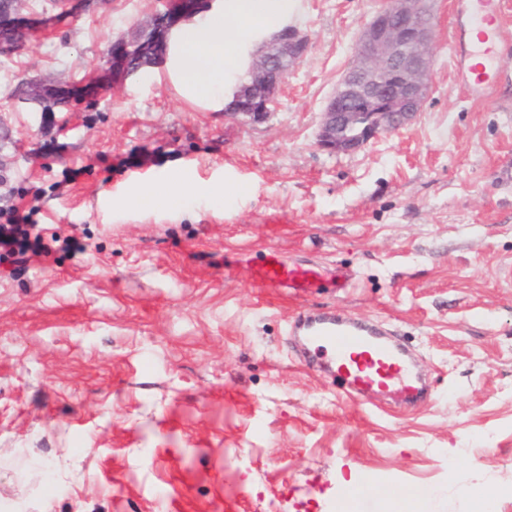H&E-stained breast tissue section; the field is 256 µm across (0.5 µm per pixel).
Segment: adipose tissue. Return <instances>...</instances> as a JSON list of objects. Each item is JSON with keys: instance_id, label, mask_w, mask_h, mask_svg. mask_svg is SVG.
Segmentation results:
<instances>
[{"instance_id": "obj_1", "label": "adipose tissue", "mask_w": 512, "mask_h": 512, "mask_svg": "<svg viewBox=\"0 0 512 512\" xmlns=\"http://www.w3.org/2000/svg\"><path fill=\"white\" fill-rule=\"evenodd\" d=\"M298 0H217L204 17L175 27L165 67L189 99L219 108L233 98L230 80L243 68V49L295 13Z\"/></svg>"}]
</instances>
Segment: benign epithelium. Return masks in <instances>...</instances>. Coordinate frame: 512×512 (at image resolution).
I'll list each match as a JSON object with an SVG mask.
<instances>
[{
  "label": "benign epithelium",
  "mask_w": 512,
  "mask_h": 512,
  "mask_svg": "<svg viewBox=\"0 0 512 512\" xmlns=\"http://www.w3.org/2000/svg\"><path fill=\"white\" fill-rule=\"evenodd\" d=\"M175 21L142 30L131 40H119L110 62L133 72L164 48ZM432 26L426 0H387L364 27L352 66L337 84L322 112L318 146L330 153L354 154L373 138L410 123L429 89L432 67ZM309 40L285 27L253 58L250 80L228 106L235 119L255 124L275 107L280 85L305 56Z\"/></svg>",
  "instance_id": "obj_1"
}]
</instances>
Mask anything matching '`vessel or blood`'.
<instances>
[{
  "label": "vessel or blood",
  "instance_id": "vessel-or-blood-1",
  "mask_svg": "<svg viewBox=\"0 0 512 512\" xmlns=\"http://www.w3.org/2000/svg\"><path fill=\"white\" fill-rule=\"evenodd\" d=\"M506 5L507 0H458L457 12L467 25L455 33L452 64L476 101L490 98L498 87L504 60L497 46ZM314 276V269L289 264L276 251L250 270L251 281L274 295H305L314 286ZM298 330L306 345L323 356L326 369L347 395L364 403L380 396L405 403L423 400L426 385L420 368L377 328L326 312L300 315Z\"/></svg>",
  "mask_w": 512,
  "mask_h": 512
}]
</instances>
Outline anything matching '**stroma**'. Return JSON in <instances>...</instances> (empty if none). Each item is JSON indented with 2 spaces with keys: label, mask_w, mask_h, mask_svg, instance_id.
<instances>
[{
  "label": "stroma",
  "mask_w": 512,
  "mask_h": 512,
  "mask_svg": "<svg viewBox=\"0 0 512 512\" xmlns=\"http://www.w3.org/2000/svg\"><path fill=\"white\" fill-rule=\"evenodd\" d=\"M177 2L23 0L36 28L0 53V206L43 245L0 262V512H265L273 490L280 512H512V13L474 102L455 0H430L421 111L351 155L316 134L384 0H300L309 48L259 124L161 63L91 108L22 102L99 78ZM271 251L324 275L307 311L390 329L431 399L365 405L307 367L295 301L246 277Z\"/></svg>",
  "instance_id": "obj_1"
}]
</instances>
